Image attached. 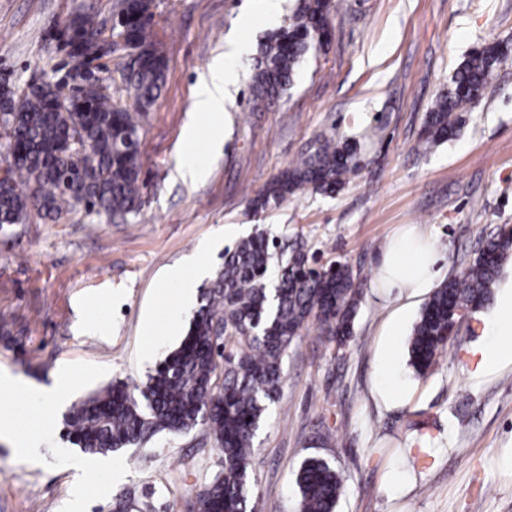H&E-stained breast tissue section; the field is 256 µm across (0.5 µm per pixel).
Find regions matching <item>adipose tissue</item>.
Segmentation results:
<instances>
[{
  "instance_id": "1",
  "label": "adipose tissue",
  "mask_w": 512,
  "mask_h": 512,
  "mask_svg": "<svg viewBox=\"0 0 512 512\" xmlns=\"http://www.w3.org/2000/svg\"><path fill=\"white\" fill-rule=\"evenodd\" d=\"M236 83V75L227 62L224 51H217L206 71L200 74L195 90L193 119L185 129L186 136H196L200 119L223 114ZM440 255L435 249L428 231L414 226L404 230L391 242L378 267V280L399 296L414 297L426 289L437 286L440 272ZM406 321V310L397 307L383 327L385 342L381 372L383 381L378 394L385 407L401 406L409 396L408 383L397 372L392 356L394 345ZM494 340L483 343L473 350L475 361L471 375L480 379L512 366V273L500 284L497 301L489 314Z\"/></svg>"
}]
</instances>
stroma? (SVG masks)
<instances>
[{
    "mask_svg": "<svg viewBox=\"0 0 512 512\" xmlns=\"http://www.w3.org/2000/svg\"><path fill=\"white\" fill-rule=\"evenodd\" d=\"M117 0H0V79L15 90L64 73L53 35L76 14L111 19ZM296 0H152L153 32L168 62L165 86L140 137L138 215L115 224L65 213L0 226V368L32 386L62 366L76 381L58 405L24 411L0 439V512H110L117 498L155 512H188L224 468L204 427L161 433L141 447L89 456L67 441L65 420L90 393L142 385L183 339L191 307L166 270L197 257L214 275L224 250L264 231L303 245L312 264L340 261L364 277L354 332L343 347L304 330L283 364L287 382L255 437L258 512H295L297 470L309 457L344 481L337 512H512V368L468 373L470 350L490 336L474 313L433 373L396 345L410 398L386 409L376 396L381 327L399 306L375 278L391 235L426 225L442 274L472 259L498 225L512 226V63L499 68L454 140L425 148V116L455 69L486 43L512 45V0H331V37L306 57L292 87L261 106L252 73L267 35L288 23ZM238 75L215 126L189 142L199 74L218 49ZM359 138L362 168L334 195L310 191L263 210L253 198L319 140ZM183 165L206 167L202 181ZM431 438V456L409 463L403 448ZM37 437L36 462L15 447Z\"/></svg>",
    "mask_w": 512,
    "mask_h": 512,
    "instance_id": "obj_1",
    "label": "stroma"
}]
</instances>
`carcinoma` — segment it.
<instances>
[{"mask_svg": "<svg viewBox=\"0 0 512 512\" xmlns=\"http://www.w3.org/2000/svg\"><path fill=\"white\" fill-rule=\"evenodd\" d=\"M330 0H299L288 26L261 44L253 76L259 106L293 80L311 50L322 46L317 26ZM151 0H118L112 36L150 49L120 70L133 103L112 105L90 77L73 102L70 82L28 84L22 94L0 87V148L7 177L0 181V226L24 224L33 214L54 218L82 209L126 221L139 210V139L144 111L161 94L166 60L153 38ZM508 46L485 44L457 68L427 113L420 138L437 145L455 137L474 94L485 90ZM358 142L323 140L315 152L280 172L255 200L256 209L279 204L310 188L332 194L359 170ZM512 258V227L492 231L472 260L434 289L409 339V362L423 375L438 366L457 309L487 304L504 264ZM360 273L336 262L321 269L307 252L287 255L264 232L224 250V262L189 320L187 334L134 389L114 384L75 406L67 437L85 454L108 455L154 436L202 424L224 455V470L197 494L194 512H257L251 478L253 439L268 407L280 397L283 358L301 331L342 347L353 334L361 299ZM231 347L222 355L215 344ZM297 512H335L343 479L322 458L305 459L297 472Z\"/></svg>", "mask_w": 512, "mask_h": 512, "instance_id": "1", "label": "carcinoma"}]
</instances>
